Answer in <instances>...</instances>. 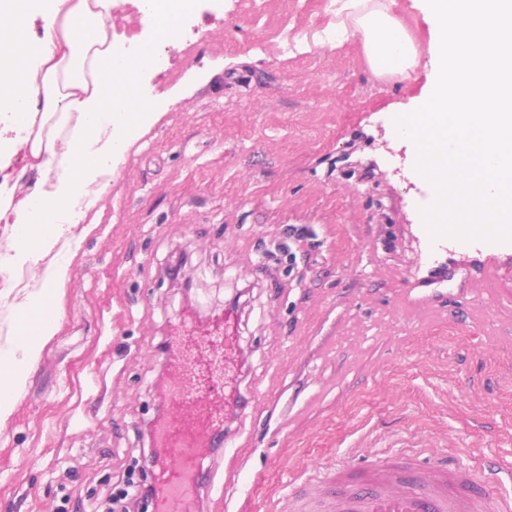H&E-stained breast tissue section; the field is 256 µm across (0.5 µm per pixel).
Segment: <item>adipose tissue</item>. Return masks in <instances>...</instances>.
Wrapping results in <instances>:
<instances>
[{"label":"adipose tissue","instance_id":"obj_1","mask_svg":"<svg viewBox=\"0 0 512 512\" xmlns=\"http://www.w3.org/2000/svg\"><path fill=\"white\" fill-rule=\"evenodd\" d=\"M37 13L44 26L34 39L26 21ZM336 16L339 27L359 34L376 75L407 78L420 65L419 44L388 0H336ZM111 17L112 0H0V117L27 130L39 173L24 195L0 179V222L25 238L13 262L38 263L47 228L77 223L75 202L96 195L107 167L117 166L159 119L145 99L108 90L127 65L112 50ZM181 19L164 0H146L143 20L154 37L140 48L143 66L151 65L157 43L179 37ZM57 329L37 328L20 340L17 354L0 355V419L12 412L42 341Z\"/></svg>","mask_w":512,"mask_h":512}]
</instances>
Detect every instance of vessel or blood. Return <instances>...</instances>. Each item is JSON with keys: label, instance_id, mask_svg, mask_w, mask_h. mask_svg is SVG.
Segmentation results:
<instances>
[{"label": "vessel or blood", "instance_id": "vessel-or-blood-1", "mask_svg": "<svg viewBox=\"0 0 512 512\" xmlns=\"http://www.w3.org/2000/svg\"><path fill=\"white\" fill-rule=\"evenodd\" d=\"M57 318L52 295L35 309L19 313V331ZM239 319L225 312L206 345L192 343L195 321L183 313L166 348L165 362L176 377L167 403L169 414L153 431L161 455L150 464L159 491L155 512H199L202 488L212 482L221 458L213 435L228 413L247 408L248 392L233 372ZM334 489L328 490L327 512H512V498L495 488L469 491L470 473L457 466H424L419 456H380L334 467Z\"/></svg>", "mask_w": 512, "mask_h": 512}]
</instances>
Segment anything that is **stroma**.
<instances>
[{
    "instance_id": "stroma-1",
    "label": "stroma",
    "mask_w": 512,
    "mask_h": 512,
    "mask_svg": "<svg viewBox=\"0 0 512 512\" xmlns=\"http://www.w3.org/2000/svg\"><path fill=\"white\" fill-rule=\"evenodd\" d=\"M334 20L328 0H201L194 49L165 45L149 71L161 117L110 174L98 223L63 225L26 284L0 272L8 351L18 304L68 261L59 328L0 420V512H109L150 450L140 428L185 307L160 280L182 251L195 312L248 291L254 397L201 512H289L291 489L353 448L477 481L492 468L512 494V242L431 239L434 189L395 125L427 73L377 77L359 37L320 40Z\"/></svg>"
}]
</instances>
